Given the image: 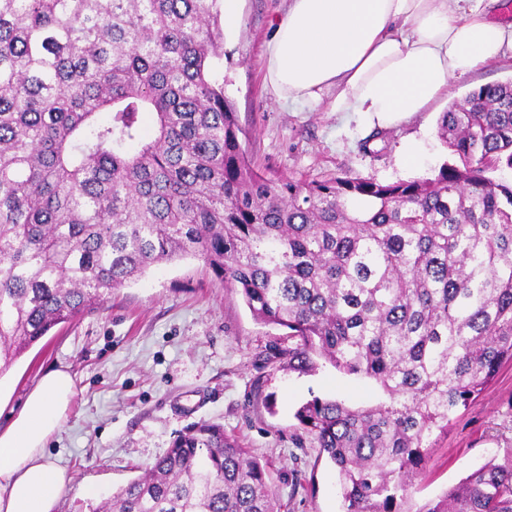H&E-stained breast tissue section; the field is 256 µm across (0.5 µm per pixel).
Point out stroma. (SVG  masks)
<instances>
[{"label":"stroma","instance_id":"obj_1","mask_svg":"<svg viewBox=\"0 0 512 512\" xmlns=\"http://www.w3.org/2000/svg\"><path fill=\"white\" fill-rule=\"evenodd\" d=\"M288 0H239L240 25L224 32V90L252 165L268 177L312 180L339 173L383 182L434 177L447 158L442 112L481 86L512 78V57L453 81L430 111L390 127L379 155L360 144L371 129L315 108H282L264 82V49ZM416 150L404 164L405 148ZM284 328L256 321L241 297L203 261L152 267L103 306L56 326L0 376V428L21 411L48 371L67 369L74 396L46 452L73 477L56 512H89L163 455L176 435L206 420L222 424L266 464L278 512H343L335 469L313 437L296 436V409L313 397L360 407L380 391L324 364L301 373L265 357L287 348ZM512 459V364L452 416L412 492L418 507L488 461ZM94 485L96 496L83 493Z\"/></svg>","mask_w":512,"mask_h":512}]
</instances>
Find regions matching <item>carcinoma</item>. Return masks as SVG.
<instances>
[{"instance_id":"cac0c4a2","label":"carcinoma","mask_w":512,"mask_h":512,"mask_svg":"<svg viewBox=\"0 0 512 512\" xmlns=\"http://www.w3.org/2000/svg\"><path fill=\"white\" fill-rule=\"evenodd\" d=\"M224 0H0V375L56 326L155 264L202 260L288 368L374 381L352 407L295 413L344 512H512L487 462L417 509L450 417L512 361V81L442 113L432 178L275 180L224 94ZM154 115L151 135L141 117ZM265 468L224 426L179 433L91 512H276Z\"/></svg>"}]
</instances>
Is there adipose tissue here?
<instances>
[{
  "label": "adipose tissue",
  "instance_id": "ef3b65f1",
  "mask_svg": "<svg viewBox=\"0 0 512 512\" xmlns=\"http://www.w3.org/2000/svg\"><path fill=\"white\" fill-rule=\"evenodd\" d=\"M492 0H288L265 51V83L282 106L314 105L382 129L426 112L452 81L512 56V21ZM73 395L46 373L0 430V512H53L71 482L45 443Z\"/></svg>",
  "mask_w": 512,
  "mask_h": 512
}]
</instances>
